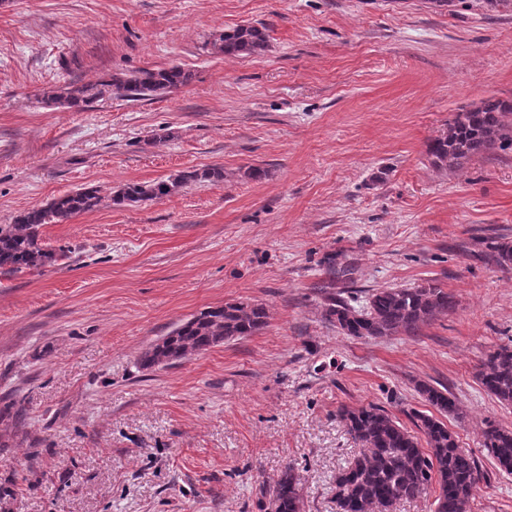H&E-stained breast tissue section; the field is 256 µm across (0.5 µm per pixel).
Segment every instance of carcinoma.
I'll return each instance as SVG.
<instances>
[{"label":"carcinoma","mask_w":512,"mask_h":512,"mask_svg":"<svg viewBox=\"0 0 512 512\" xmlns=\"http://www.w3.org/2000/svg\"><path fill=\"white\" fill-rule=\"evenodd\" d=\"M268 42L266 27L247 24L219 34L212 47L224 56H254L262 54ZM190 79L191 74L179 66L115 72L94 83H56L43 90L42 99L50 106L81 111L112 98L152 99ZM490 148L512 151V99L489 97L480 105L457 113L448 130L427 144V154L435 167L453 169ZM223 179L224 169L220 166L181 171L160 181L128 183L113 201L160 200L192 183ZM102 203L97 187L81 186L52 198L42 207L19 213L11 224H0V273L39 270L56 263L62 254L42 243L41 228L46 224H66L78 215L98 210ZM492 250L499 267L512 268V243L499 242ZM455 308L452 294L429 283L379 289L358 308L342 293L332 291L325 298L324 317L336 329L356 338L414 335ZM267 318L263 305L249 301L209 307L153 344L139 363L146 369L172 364L209 350L217 345L220 336H251L266 326ZM478 379L489 395L512 406V346L501 345L492 351L482 362ZM417 391L442 414L456 409L446 389L421 382ZM339 416L363 453L336 474L333 492L338 512H391L398 501L418 498L432 487L438 489L434 512H469L481 472L473 455L460 448L456 434L442 420L419 411L411 415L414 426L426 439L424 448L417 436L377 405L344 406ZM483 448L497 468L512 474V429L486 422ZM269 495L274 512H303L299 479L292 466L285 467Z\"/></svg>","instance_id":"cac0c4a2"}]
</instances>
